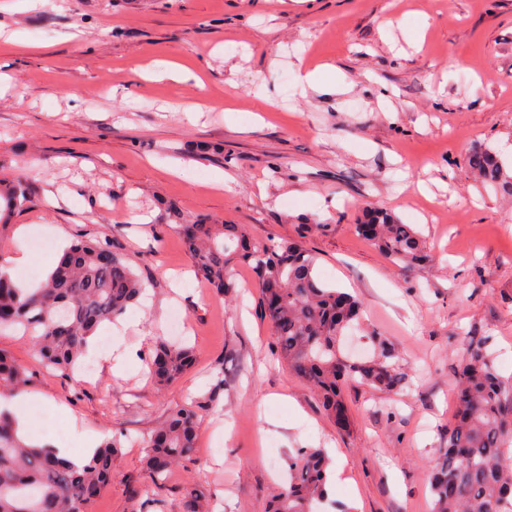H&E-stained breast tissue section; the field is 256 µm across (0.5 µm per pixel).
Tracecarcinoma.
Returning a JSON list of instances; mask_svg holds the SVG:
<instances>
[{
  "instance_id": "cac0c4a2",
  "label": "carcinoma",
  "mask_w": 512,
  "mask_h": 512,
  "mask_svg": "<svg viewBox=\"0 0 512 512\" xmlns=\"http://www.w3.org/2000/svg\"><path fill=\"white\" fill-rule=\"evenodd\" d=\"M469 166L485 185L512 195V175L497 153L474 148ZM29 202L22 178L0 180V223ZM197 274L216 291L235 287L238 266H251L264 309L276 334L279 356L313 388L327 416L345 428L349 416L342 391L358 384L399 394L408 384L395 350L379 334L366 335L372 357L343 353L346 333L360 325L361 303L325 285L316 273L317 258L294 242H259L237 224L200 220L179 224ZM363 239L395 266L411 270L430 260L412 224L382 209H370L355 225ZM143 289L128 261L107 238L77 241L62 253L40 287L22 293L0 272V329H21L31 337L42 363L66 375L104 323L121 316ZM491 337H469L456 371V412L441 433L432 466L434 512H512V377L501 376ZM185 344L160 341L150 359L152 378L162 391L193 364ZM24 369L0 353V393L24 387ZM198 414L193 406L172 411L147 441L146 480L153 481L190 457L197 447ZM122 443L107 437L77 467L54 449L25 443L13 418L0 411V512H90L112 479ZM329 459L321 449H301L288 460V483L274 496L272 512H317L327 496ZM182 512H209L194 486L182 490Z\"/></svg>"
}]
</instances>
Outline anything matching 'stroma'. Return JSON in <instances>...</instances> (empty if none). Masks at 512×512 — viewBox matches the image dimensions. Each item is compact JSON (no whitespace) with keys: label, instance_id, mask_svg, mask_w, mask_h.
Segmentation results:
<instances>
[{"label":"stroma","instance_id":"obj_1","mask_svg":"<svg viewBox=\"0 0 512 512\" xmlns=\"http://www.w3.org/2000/svg\"><path fill=\"white\" fill-rule=\"evenodd\" d=\"M0 0V177L32 197L0 224V265L25 253L37 284L64 245L112 240L143 300L100 329L93 378L50 370L21 331L0 352L26 371L34 438H124L91 512H180L192 483L212 512H268L288 459L323 449L329 501L351 512H431L430 468L454 415L467 333L487 335L512 377V197L482 186L471 148L512 174V0ZM78 40H69V33ZM190 73L175 80L169 64ZM336 66L342 94H300L298 68ZM148 77L133 81L132 71ZM231 189L214 187L217 174ZM381 208L416 225L432 255L396 269L354 229ZM292 240L327 283L362 303L400 354L401 395L346 386L349 429L277 354L255 273L233 295L197 279L170 211ZM196 361L157 390L160 340ZM64 406L57 414L53 405ZM198 407V444L156 484L145 442L171 409Z\"/></svg>","mask_w":512,"mask_h":512}]
</instances>
